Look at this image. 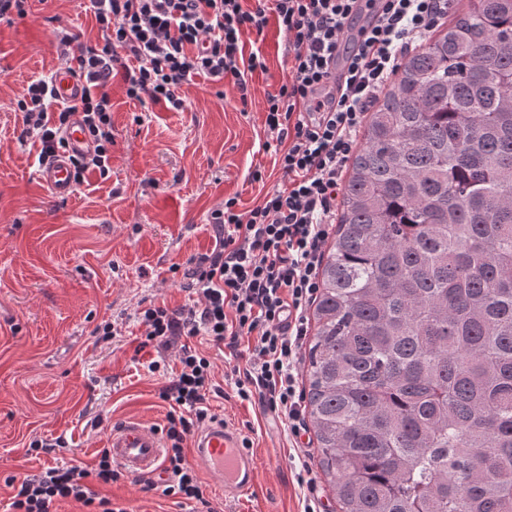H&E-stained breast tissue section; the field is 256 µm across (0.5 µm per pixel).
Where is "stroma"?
<instances>
[{
  "label": "stroma",
  "mask_w": 512,
  "mask_h": 512,
  "mask_svg": "<svg viewBox=\"0 0 512 512\" xmlns=\"http://www.w3.org/2000/svg\"><path fill=\"white\" fill-rule=\"evenodd\" d=\"M96 43L89 0H31L25 17L0 23V512L16 493L14 476L79 464L93 467L110 426L137 420L165 428L170 409L161 397L176 348L143 345L138 309L175 310L189 301L183 273L191 258L210 252L209 213L237 197L252 208L284 180L265 151L266 99L288 79L286 38L276 19L243 38L265 69L252 73L241 97L232 79L192 76L179 93L182 111L150 99L127 98L121 77L107 88L112 103V159L108 177L88 171L66 200L49 197L36 179L42 145L22 137L15 100L36 79L59 68L55 33ZM262 170L263 181L251 179ZM114 323L117 336L102 334ZM193 346L213 364L209 416L227 420L253 442L259 481L249 496L229 503L202 477L214 512H336L333 479L318 462L313 432L289 435L284 418L265 411L259 397L240 399L227 376L244 368L250 336L238 356L207 336ZM167 374L150 373L151 361ZM35 439L54 442L34 452ZM309 473L313 487L300 483ZM101 496L128 512H193V502L164 493L160 484L120 475L99 486Z\"/></svg>",
  "instance_id": "1"
}]
</instances>
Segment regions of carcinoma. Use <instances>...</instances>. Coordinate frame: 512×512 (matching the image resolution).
<instances>
[{
    "label": "carcinoma",
    "instance_id": "1",
    "mask_svg": "<svg viewBox=\"0 0 512 512\" xmlns=\"http://www.w3.org/2000/svg\"><path fill=\"white\" fill-rule=\"evenodd\" d=\"M469 4L349 160L308 349L340 512H512V0Z\"/></svg>",
    "mask_w": 512,
    "mask_h": 512
}]
</instances>
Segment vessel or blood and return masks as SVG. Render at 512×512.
<instances>
[{
	"label": "vessel or blood",
	"mask_w": 512,
	"mask_h": 512,
	"mask_svg": "<svg viewBox=\"0 0 512 512\" xmlns=\"http://www.w3.org/2000/svg\"><path fill=\"white\" fill-rule=\"evenodd\" d=\"M84 91L82 81L68 69L57 70L52 79L56 102L72 103ZM66 152L60 153L38 171L39 183L55 198L66 199L75 190L71 156L85 151L88 139L79 120H72L65 131ZM113 465L133 477H151L163 483L164 440L159 430L139 423L114 426L107 436ZM193 455L223 486L224 496L239 499L252 494L258 483L256 458L245 434L235 425L217 418L198 429L193 436Z\"/></svg>",
	"instance_id": "vessel-or-blood-1"
}]
</instances>
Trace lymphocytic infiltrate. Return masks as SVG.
Listing matches in <instances>:
<instances>
[{
  "label": "lymphocytic infiltrate",
  "instance_id": "1",
  "mask_svg": "<svg viewBox=\"0 0 512 512\" xmlns=\"http://www.w3.org/2000/svg\"><path fill=\"white\" fill-rule=\"evenodd\" d=\"M286 37L290 76L266 100L264 131L275 143L276 162L287 178L263 201L239 211L237 198L211 214L216 245L191 259L186 289L193 303L177 310L149 305L139 311L146 342L167 348L179 344L180 368L162 393L170 446L165 460L174 482L167 494L205 505L200 478L185 457L184 441L194 424L208 417L206 394L213 365L189 345L210 336L236 348L251 336L248 368L236 380L237 394L260 396L268 410L287 416L291 435L303 423V395L296 363L308 334L306 307L320 287L324 246L334 228L343 192V172L375 104L407 52L422 47L428 33L447 16L449 0H274ZM102 40L74 46L58 38L62 67H75L87 89L73 105L52 109L50 83L30 82L16 106L24 133L39 138L40 160L65 147L62 133L80 113L91 150L73 161L76 179L86 171L108 175L112 153V111L106 86L124 50L135 61L125 67L126 95L149 98L179 110L178 89L192 76L232 78L248 91V73L264 68V58L243 51L242 35L267 23L263 0L247 9L242 0H91ZM361 19L350 31L353 19ZM348 63L344 83L332 64L337 54ZM108 450L94 468L49 467L18 479L7 512H50L54 501L70 499L97 512H127L100 497L98 485L117 480Z\"/></svg>",
  "mask_w": 512,
  "mask_h": 512
}]
</instances>
